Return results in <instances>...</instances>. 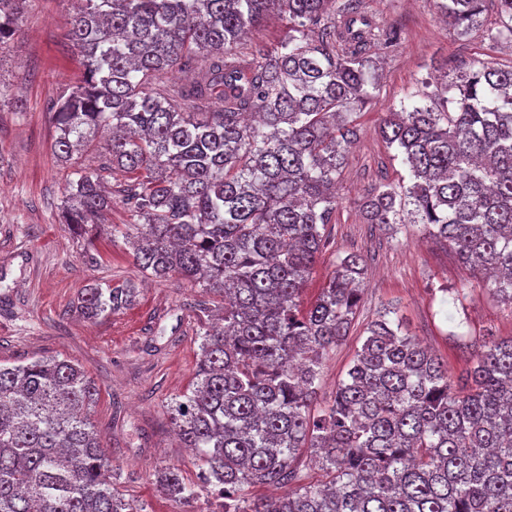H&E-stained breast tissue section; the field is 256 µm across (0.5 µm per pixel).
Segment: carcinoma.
Segmentation results:
<instances>
[{
  "mask_svg": "<svg viewBox=\"0 0 512 512\" xmlns=\"http://www.w3.org/2000/svg\"><path fill=\"white\" fill-rule=\"evenodd\" d=\"M498 23L484 27L485 4ZM66 38L81 76L48 108L68 163L112 133L97 169L75 167L60 223L85 238L110 228L142 273L193 281L221 298L224 325L200 322L191 393L172 420L222 489L210 512H512V338L475 339L458 388L448 365L390 319L367 324L346 377L314 403L327 352L349 336L364 259L336 257L304 291L336 223V180L400 40L365 0H79ZM27 0H0V48ZM461 36L512 44V0H439ZM275 13L274 44L237 50ZM178 72L182 83L163 76ZM380 135L409 172L360 204L367 224H421L512 306V66H471L385 113ZM131 222H93L112 207ZM129 282L92 283L89 321L133 305ZM98 390L66 359L0 365V512H143L113 488L92 420ZM308 452L322 473L309 481ZM158 481L189 502L176 468ZM272 488L277 494L247 497Z\"/></svg>",
  "mask_w": 512,
  "mask_h": 512,
  "instance_id": "1",
  "label": "carcinoma"
}]
</instances>
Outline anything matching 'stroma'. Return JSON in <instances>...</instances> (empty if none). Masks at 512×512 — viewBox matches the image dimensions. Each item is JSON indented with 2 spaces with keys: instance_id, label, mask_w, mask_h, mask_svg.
Here are the masks:
<instances>
[{
  "instance_id": "obj_1",
  "label": "stroma",
  "mask_w": 512,
  "mask_h": 512,
  "mask_svg": "<svg viewBox=\"0 0 512 512\" xmlns=\"http://www.w3.org/2000/svg\"><path fill=\"white\" fill-rule=\"evenodd\" d=\"M374 21L396 27L401 42L383 60V79L361 119L360 140L340 177L339 206L329 244L303 299L313 302L336 257L366 261L356 320L346 341L329 351L319 401L345 377L368 323L395 309L408 333L427 345L461 384L470 354L461 339L512 336V310L485 281L461 266L447 243L407 224L391 234L363 223L357 203L376 186L399 185L409 172L378 133L381 117L430 77L473 63L512 64V47L460 38L435 0H367ZM73 0H29L14 41L0 49V365L58 356L83 366L99 390L93 417L117 470L118 495L144 512H209L218 489L203 486L193 451L177 438L168 414L175 396L192 386L199 351L196 304L203 295L173 276L144 278L123 239L100 234L86 241L58 221L65 169L54 155L47 112L79 73L65 37ZM130 281V309L96 322L71 306L94 282ZM466 289L450 303L447 291ZM176 467L186 483L202 485L199 499L176 502L157 487L158 471Z\"/></svg>"
}]
</instances>
